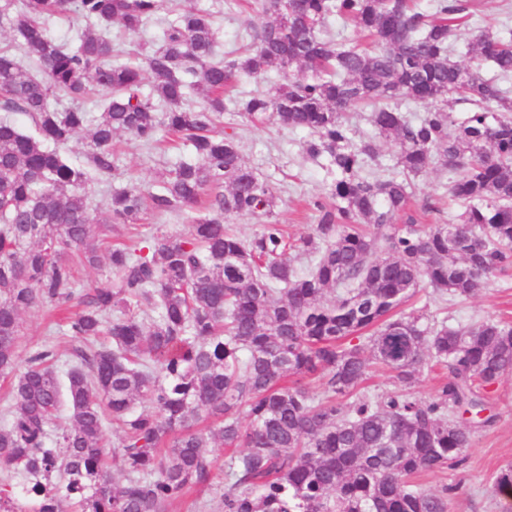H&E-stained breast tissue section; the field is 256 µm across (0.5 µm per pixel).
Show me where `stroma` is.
<instances>
[{"mask_svg": "<svg viewBox=\"0 0 512 512\" xmlns=\"http://www.w3.org/2000/svg\"><path fill=\"white\" fill-rule=\"evenodd\" d=\"M262 20V15L250 8L248 0H238L233 8L221 9L215 15V22L222 48L238 46L247 22ZM505 24L512 25V0H469L460 26L462 46L453 53V60L467 61L464 44L472 36ZM224 123L234 128L245 162L270 181L280 224L294 237L311 233L317 214L310 203L315 199L328 200L330 178L324 168L304 157L301 145L305 131L256 127L234 112L225 113ZM114 143L118 150L116 176L85 187L94 221L103 227L102 239L115 243L132 237L144 242L160 232L188 234V224L175 214L162 218L146 216L132 233L124 225H110L108 196L110 189L130 184L145 193L153 191L164 168L190 158L189 147L176 140L150 149L129 134L118 135ZM448 178L447 172L433 170L415 179L413 215H420L423 205L435 203L439 210L428 216V223L456 222L460 208L445 198ZM404 311L408 314L423 311L447 320L452 326L468 325L486 317L512 322V269L497 275L487 288L461 303L446 302L432 296L429 290H420ZM22 322L17 348L19 360H26L30 352L44 345L53 346L59 359L66 360L80 345L79 340L68 336L64 322L50 308L37 306L27 310ZM486 400L493 422L474 435L471 446L465 451V465L458 470L447 469L420 478L425 489L447 491L449 512L503 510L505 499L493 489L490 477L498 469L512 464V374L490 388Z\"/></svg>", "mask_w": 512, "mask_h": 512, "instance_id": "1", "label": "stroma"}]
</instances>
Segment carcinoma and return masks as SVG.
I'll return each instance as SVG.
<instances>
[{
	"label": "carcinoma",
	"mask_w": 512,
	"mask_h": 512,
	"mask_svg": "<svg viewBox=\"0 0 512 512\" xmlns=\"http://www.w3.org/2000/svg\"><path fill=\"white\" fill-rule=\"evenodd\" d=\"M255 4L269 20L223 57L213 14L179 0H0V33L27 58L0 47V105L36 128L0 120V374L14 376L0 469L34 500L26 508L5 487L0 512H167L213 486L217 440L244 447L224 459V512H448L453 488L414 479L462 466L473 433L493 422L484 390L512 372V323L452 327L401 306L421 287L466 300L512 267V27L474 36L477 62L462 65L450 58L461 0H433L428 12L414 0ZM162 10L175 14L162 45L140 47L141 65L112 62V23L135 35ZM63 13L89 24L76 45L47 31ZM331 18L372 47L327 33ZM273 67L290 75L266 92L224 96ZM55 90L72 106L52 107ZM195 94L202 105H188ZM450 100L467 105L462 121ZM404 103L427 110L408 116ZM365 107L372 134L357 141L349 117ZM230 109L308 132L303 154L327 161L333 200L313 203L312 233L292 239L275 219L273 188L224 131ZM85 129L86 163L76 166L63 148ZM120 132L144 145L179 136L194 161L168 168L147 197L111 191V223L134 226L148 205L192 214V230L157 234L145 249L112 246V285L83 292L78 267L101 262L84 189L117 171ZM378 138L398 145L385 178L367 173L380 164ZM433 169L450 174L448 196L463 207L455 224L424 227L408 212L413 179ZM238 216L261 230L241 239L229 227ZM74 300L67 332L85 345L64 369L72 424L49 448L58 356L44 348L17 369L20 314ZM428 359L448 373L431 400L414 391ZM375 366L397 382L383 398L360 391ZM145 401L151 409L136 411ZM203 414L217 421L206 433L194 428ZM108 417L120 432V485L105 470ZM492 486L512 491L511 465Z\"/></svg>",
	"instance_id": "1"
}]
</instances>
